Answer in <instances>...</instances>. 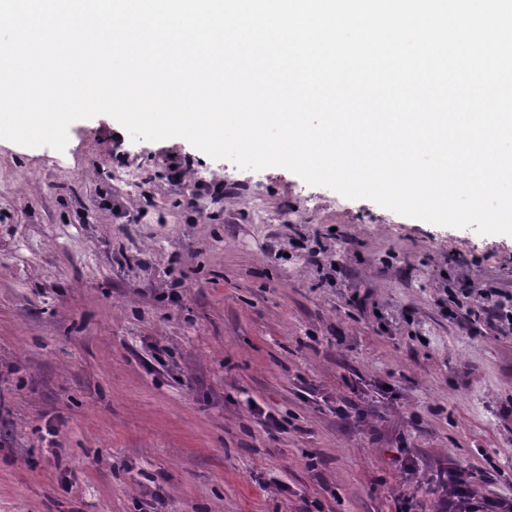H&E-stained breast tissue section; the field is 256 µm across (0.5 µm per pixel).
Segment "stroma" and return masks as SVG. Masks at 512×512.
Returning a JSON list of instances; mask_svg holds the SVG:
<instances>
[{
	"instance_id": "35a3bbf8",
	"label": "stroma",
	"mask_w": 512,
	"mask_h": 512,
	"mask_svg": "<svg viewBox=\"0 0 512 512\" xmlns=\"http://www.w3.org/2000/svg\"><path fill=\"white\" fill-rule=\"evenodd\" d=\"M67 136L0 144V512H436L456 466L512 499V235Z\"/></svg>"
}]
</instances>
